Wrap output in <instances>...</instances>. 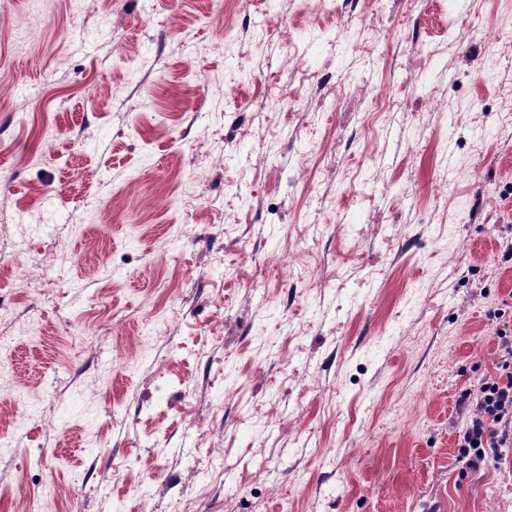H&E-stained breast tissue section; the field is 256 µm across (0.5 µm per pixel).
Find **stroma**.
<instances>
[{
  "label": "stroma",
  "mask_w": 512,
  "mask_h": 512,
  "mask_svg": "<svg viewBox=\"0 0 512 512\" xmlns=\"http://www.w3.org/2000/svg\"><path fill=\"white\" fill-rule=\"evenodd\" d=\"M500 314L512 0H0V512H512ZM500 324V323H499ZM503 351L494 375L486 376L479 386L463 391L459 407L469 415L459 435L456 462L463 473L484 464L489 451L512 447V325L508 321L495 330Z\"/></svg>",
  "instance_id": "obj_1"
}]
</instances>
